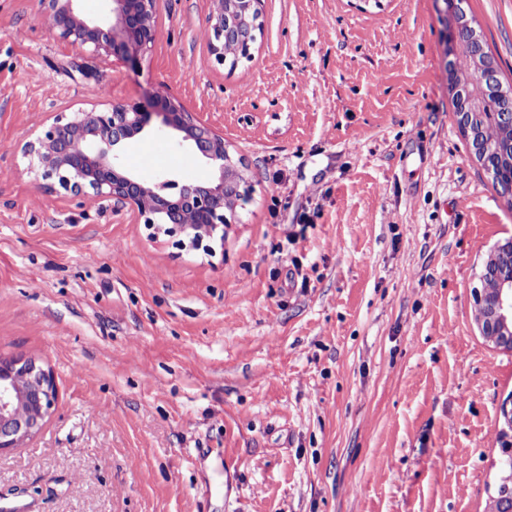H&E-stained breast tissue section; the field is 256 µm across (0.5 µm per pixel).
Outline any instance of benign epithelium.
<instances>
[{
    "mask_svg": "<svg viewBox=\"0 0 512 512\" xmlns=\"http://www.w3.org/2000/svg\"><path fill=\"white\" fill-rule=\"evenodd\" d=\"M81 0H39L40 18L59 43L89 49L108 58L136 65L151 51L158 30L155 0H105L106 14L90 19L79 7ZM205 35L209 52L224 64V43L236 42L249 52L256 41L253 25H244L236 13L259 14L261 0H230L234 11L224 12V0H211ZM451 11L453 33L449 52L469 40L479 46L475 55L479 89L494 91L504 102L500 123L512 129V86L504 85L498 68L483 56L479 29L467 16L462 0H443ZM449 93L459 101L456 121L471 157L489 174L501 196L512 204V176L499 179L485 156L497 153L512 166V139L492 147L478 135L477 117L469 91L450 81ZM147 111L137 102L93 106L74 112H54L38 123L34 137L21 146L30 158L29 172L48 193L70 195L86 202L112 200L135 213L147 228L190 246L213 253L212 242L224 240V225L233 209L224 196L239 172L224 151V134L186 111L175 97L155 94ZM174 135L177 144L211 169L205 181L180 182L168 176L155 180L127 170L122 149L144 134L152 122ZM472 288L475 323L482 336L500 349H512V240L497 245ZM58 398L52 371L34 357L0 358V451L17 448L40 433ZM487 512H512V468L500 472Z\"/></svg>",
    "mask_w": 512,
    "mask_h": 512,
    "instance_id": "obj_1",
    "label": "benign epithelium"
}]
</instances>
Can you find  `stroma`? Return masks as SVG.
I'll return each instance as SVG.
<instances>
[{
	"mask_svg": "<svg viewBox=\"0 0 512 512\" xmlns=\"http://www.w3.org/2000/svg\"><path fill=\"white\" fill-rule=\"evenodd\" d=\"M512 83V0H465ZM210 0H156L140 68L0 0V356L58 400L0 453L24 512H487L512 404L471 290L512 206L469 154L442 0H262L222 66ZM164 91L224 134L246 191L215 255L127 208L44 192L17 145L53 112ZM173 138L128 143L144 177ZM108 416H100V407Z\"/></svg>",
	"mask_w": 512,
	"mask_h": 512,
	"instance_id": "1",
	"label": "stroma"
}]
</instances>
